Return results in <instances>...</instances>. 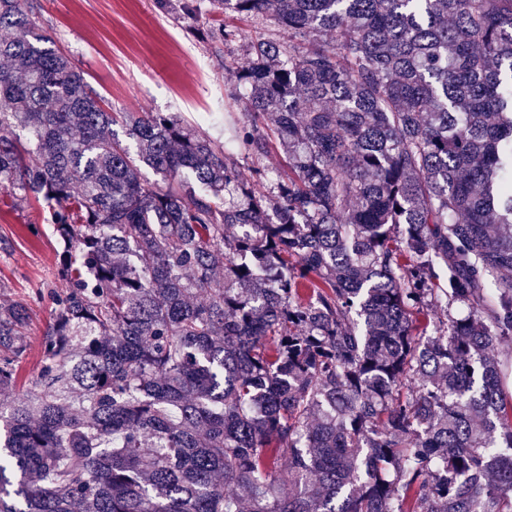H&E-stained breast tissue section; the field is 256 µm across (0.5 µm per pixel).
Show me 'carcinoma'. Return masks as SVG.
<instances>
[{
  "instance_id": "obj_1",
  "label": "carcinoma",
  "mask_w": 512,
  "mask_h": 512,
  "mask_svg": "<svg viewBox=\"0 0 512 512\" xmlns=\"http://www.w3.org/2000/svg\"><path fill=\"white\" fill-rule=\"evenodd\" d=\"M156 3L284 32L229 76L288 172L106 111L0 0V193L44 202L64 283L31 397L0 305V512H512V0Z\"/></svg>"
}]
</instances>
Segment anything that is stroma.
<instances>
[{"label": "stroma", "mask_w": 512, "mask_h": 512, "mask_svg": "<svg viewBox=\"0 0 512 512\" xmlns=\"http://www.w3.org/2000/svg\"><path fill=\"white\" fill-rule=\"evenodd\" d=\"M54 47L85 73L90 91L113 112H173L198 132L232 142L243 105L228 70L252 42L275 27L238 23L232 42L201 40L178 15L160 13L154 0H33ZM32 198L0 205V302H24L30 314L27 355L16 392H37L52 291L61 289L58 238Z\"/></svg>", "instance_id": "obj_1"}]
</instances>
